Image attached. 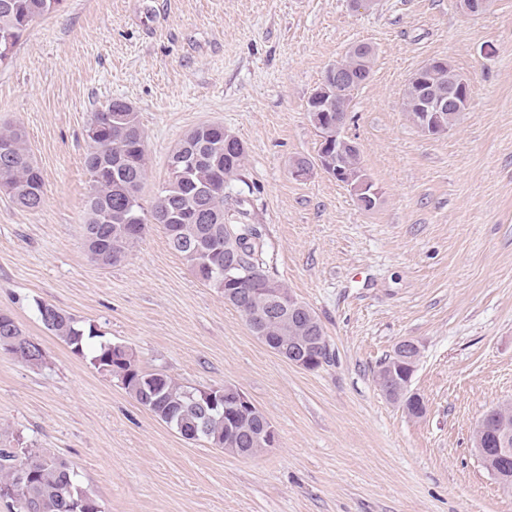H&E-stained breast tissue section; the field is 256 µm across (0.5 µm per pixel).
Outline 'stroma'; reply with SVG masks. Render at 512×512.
Returning <instances> with one entry per match:
<instances>
[{
    "instance_id": "1",
    "label": "stroma",
    "mask_w": 512,
    "mask_h": 512,
    "mask_svg": "<svg viewBox=\"0 0 512 512\" xmlns=\"http://www.w3.org/2000/svg\"><path fill=\"white\" fill-rule=\"evenodd\" d=\"M375 51L347 135L380 198L362 208L322 170L307 101L354 44ZM444 58L470 104L447 134L406 118L408 78ZM135 108L151 207L171 151L218 122L248 151L244 207L270 275L322 322L334 356L295 367L254 336L147 225L117 265L85 246L91 114ZM0 125L20 127L43 171V205L0 193V312L48 364L0 351V448L65 459L102 512H512L476 428L512 403V0L478 16L455 0H63L0 66ZM128 347L137 365L196 389L240 388L276 443L240 457L158 420L42 325L37 302ZM416 342L408 415L376 372Z\"/></svg>"
}]
</instances>
